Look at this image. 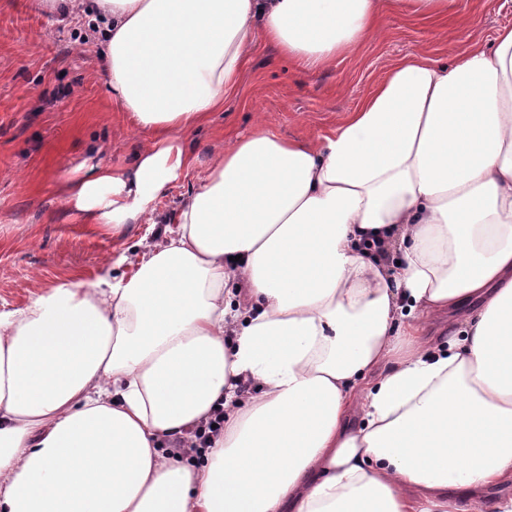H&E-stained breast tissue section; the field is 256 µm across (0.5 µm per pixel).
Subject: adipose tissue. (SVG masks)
I'll return each mask as SVG.
<instances>
[{"instance_id": "adipose-tissue-1", "label": "adipose tissue", "mask_w": 512, "mask_h": 512, "mask_svg": "<svg viewBox=\"0 0 512 512\" xmlns=\"http://www.w3.org/2000/svg\"><path fill=\"white\" fill-rule=\"evenodd\" d=\"M89 10L113 101L153 133L63 183L116 227L154 223L256 36L308 73L385 33V0ZM171 222L0 311V512H448L451 489L486 512L512 481V27L391 64L330 134L256 116ZM219 407L212 447L172 449Z\"/></svg>"}]
</instances>
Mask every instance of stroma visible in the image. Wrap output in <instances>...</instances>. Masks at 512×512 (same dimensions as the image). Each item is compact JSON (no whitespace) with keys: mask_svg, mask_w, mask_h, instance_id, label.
Returning <instances> with one entry per match:
<instances>
[{"mask_svg":"<svg viewBox=\"0 0 512 512\" xmlns=\"http://www.w3.org/2000/svg\"><path fill=\"white\" fill-rule=\"evenodd\" d=\"M452 41L435 19L402 13L388 0L386 35L330 69L298 70L263 40L235 95L183 142L194 163L157 200L156 223L107 230L84 224L65 203L60 184L92 159L126 165L147 134L112 100L100 67L101 45L83 41L81 23L40 11L36 0H0V309L27 304L64 281L90 284L104 262L141 237L165 230L171 216L207 176L224 139L247 134L263 113L283 138H312L335 129L382 80L391 62L423 49L447 60L490 43L512 26V0H459Z\"/></svg>","mask_w":512,"mask_h":512,"instance_id":"35a3bbf8","label":"stroma"}]
</instances>
